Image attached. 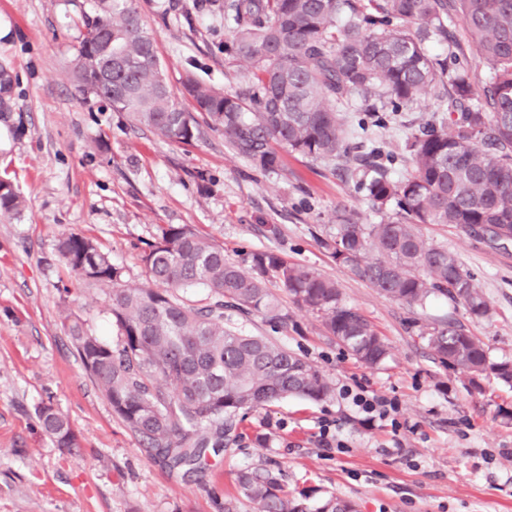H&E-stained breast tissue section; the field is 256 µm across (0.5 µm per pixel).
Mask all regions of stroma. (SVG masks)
Returning a JSON list of instances; mask_svg holds the SVG:
<instances>
[{
  "label": "stroma",
  "mask_w": 512,
  "mask_h": 512,
  "mask_svg": "<svg viewBox=\"0 0 512 512\" xmlns=\"http://www.w3.org/2000/svg\"><path fill=\"white\" fill-rule=\"evenodd\" d=\"M153 32L173 90L186 76L227 91L248 79L246 63L224 61V10L197 0H136ZM448 41L475 81L486 63L472 45L456 0ZM91 0H0V64L13 85L0 110V177L28 207L0 221V512H255L237 476L270 470L285 491L310 507L335 497L356 512H512V388L484 379L471 385L431 353L421 329L452 319L480 337L495 360L512 361V244L491 247L450 225L424 224L432 244L457 255L491 305L474 319L444 296L409 308L379 295L336 264L321 243L336 209L360 223L381 219L353 182L344 160L314 161L285 150L272 172L255 170L202 129L190 144L132 127L126 113L86 100L69 78ZM434 103L366 126L358 153L394 157V176L409 172L402 143L409 129L442 120ZM187 225L224 248L225 258L279 251L338 280L342 300L358 308L390 353L369 366L326 336L320 319L274 295L291 322L277 330L261 315L226 313L224 322L271 338L304 356L332 382L314 402L291 397L236 419L219 454L196 469L151 458L85 372L64 325L80 320L111 345L121 335L106 289L72 272L57 251L66 234L91 238L121 272L123 284L146 282L143 255L162 228ZM397 398L400 433L362 424L342 387ZM53 403L81 439L68 451L41 432L37 408ZM331 422L345 452L317 443ZM402 452H394L395 442Z\"/></svg>",
  "instance_id": "1"
}]
</instances>
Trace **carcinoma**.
<instances>
[{
    "instance_id": "1",
    "label": "carcinoma",
    "mask_w": 512,
    "mask_h": 512,
    "mask_svg": "<svg viewBox=\"0 0 512 512\" xmlns=\"http://www.w3.org/2000/svg\"><path fill=\"white\" fill-rule=\"evenodd\" d=\"M457 2L487 64L480 90L454 51L429 52L430 43L448 41V0H224V61L247 63L248 80L228 92L189 77L179 95L135 0H94L71 79L85 98L173 143L195 138L200 114L261 172L279 167L282 149L313 160L350 154L356 131L342 112L356 96L382 125L386 113L405 112L434 94L449 118L407 135V176H392L374 154L345 169L384 217L362 224L338 209L322 244L337 264L392 301L411 308L440 294L483 318L490 304L473 276L420 232L422 224H444L503 245L512 241V0ZM25 209L14 184L0 178V219ZM57 250L77 275L109 289L123 336L114 348L73 320L67 328L78 358L145 451L171 468L196 466L208 450L223 447L224 422L239 412L332 392L323 372L301 356L224 327V310L288 328L273 285L316 313L326 335L361 361L377 365L389 354L371 322L342 302L335 279L274 250L251 253L245 269L215 241L170 225L145 253L144 287L121 283L119 269L77 233L60 239ZM370 253L377 258L368 260ZM200 285L208 290L206 304L183 299ZM422 335L440 363L512 387V362L492 359L460 325L442 322ZM37 418L57 447H77V434L53 404L41 405ZM238 485L257 512H354L333 498L313 511L284 494L270 470L243 472Z\"/></svg>"
}]
</instances>
